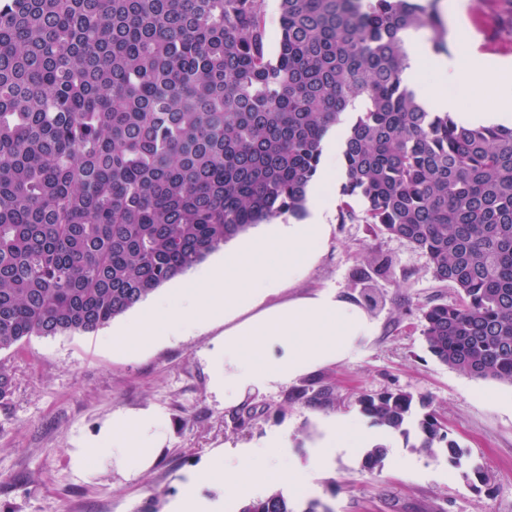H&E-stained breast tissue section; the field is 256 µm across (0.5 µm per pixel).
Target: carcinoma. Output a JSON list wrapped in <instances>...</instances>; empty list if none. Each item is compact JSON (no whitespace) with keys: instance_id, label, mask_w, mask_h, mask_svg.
Masks as SVG:
<instances>
[{"instance_id":"obj_1","label":"carcinoma","mask_w":512,"mask_h":512,"mask_svg":"<svg viewBox=\"0 0 512 512\" xmlns=\"http://www.w3.org/2000/svg\"><path fill=\"white\" fill-rule=\"evenodd\" d=\"M426 0H0V351L94 332L257 224L301 217L342 144L341 221L420 250L457 303L421 309L430 354L512 383V127H465L405 84ZM435 457L428 403L366 395ZM424 412L419 414L416 407ZM276 490L240 512H318Z\"/></svg>"}]
</instances>
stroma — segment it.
Returning a JSON list of instances; mask_svg holds the SVG:
<instances>
[{
	"label": "stroma",
	"mask_w": 512,
	"mask_h": 512,
	"mask_svg": "<svg viewBox=\"0 0 512 512\" xmlns=\"http://www.w3.org/2000/svg\"><path fill=\"white\" fill-rule=\"evenodd\" d=\"M446 50H454L457 20L466 39L491 59L512 61V0H434ZM330 232L317 263L293 287L267 297L265 306L319 290L353 292V275L379 258L391 261L372 282L370 309L379 333L350 361L267 392L236 408L211 388L208 356L224 341L217 321L146 350L128 351L108 336L140 317V303L90 333L34 336L20 351H0L13 376V393L0 405V512H170L186 476L224 445H250L287 430L292 453L305 470L306 500L329 512H512V383L461 374L436 360L421 334L420 309L457 301L452 285L438 282L425 256L405 240L356 218L327 219ZM328 404L310 401L320 388ZM386 391L430 401L449 439L467 448L460 464L433 458L395 436L381 468L363 457L345 459L325 450L310 460L322 417L363 418L359 399ZM158 409L166 442L155 462L131 474L111 463L75 470L70 453L99 434L120 412ZM492 474L491 489L466 479L471 464Z\"/></svg>",
	"instance_id": "35a3bbf8"
}]
</instances>
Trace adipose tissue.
<instances>
[{
  "label": "adipose tissue",
  "instance_id": "obj_1",
  "mask_svg": "<svg viewBox=\"0 0 512 512\" xmlns=\"http://www.w3.org/2000/svg\"><path fill=\"white\" fill-rule=\"evenodd\" d=\"M418 65L407 79L428 109L456 113L466 126L512 123V66L475 64L470 54L459 51L445 55L425 53L413 47ZM429 69L433 80L422 78ZM465 79L467 91L475 96L494 92L500 109L496 112H463L446 91L449 82ZM377 323L350 294L323 290L294 298L288 303L260 311L224 331V366L215 370L212 387L223 394L225 408L237 407L249 394L286 385L320 368L351 360L374 338ZM163 416L154 408L113 417L100 437L76 448L75 469L83 471L113 460L128 472L147 469L164 444ZM380 430L347 415L322 418L313 448H332L354 455L381 443ZM287 432L270 435L264 443L228 446L212 457L205 476H220L233 500L256 495L270 483L289 480L293 494L303 491L305 468L289 452Z\"/></svg>",
  "mask_w": 512,
  "mask_h": 512
}]
</instances>
